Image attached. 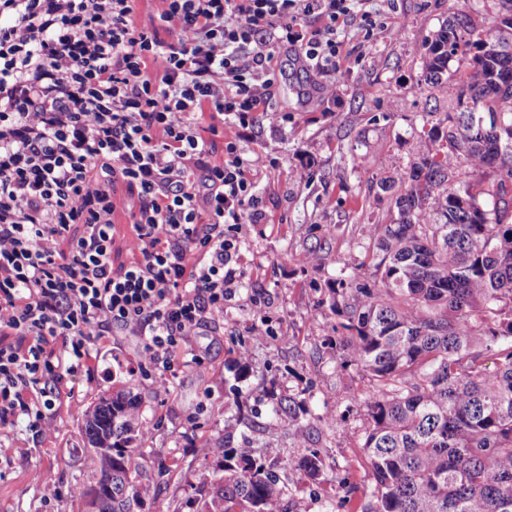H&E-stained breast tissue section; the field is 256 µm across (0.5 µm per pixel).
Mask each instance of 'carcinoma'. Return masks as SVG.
Returning a JSON list of instances; mask_svg holds the SVG:
<instances>
[{
	"label": "carcinoma",
	"instance_id": "obj_1",
	"mask_svg": "<svg viewBox=\"0 0 512 512\" xmlns=\"http://www.w3.org/2000/svg\"><path fill=\"white\" fill-rule=\"evenodd\" d=\"M477 24L454 16L421 45L420 83L455 104L431 124L400 181L383 180L394 217L368 238L380 278L331 288L347 318L346 363L373 395L362 450L371 488L362 512H512V0ZM473 52L472 72L449 63ZM270 421L309 453L295 467L319 480L317 424L294 396ZM88 512H152L156 477L133 476L145 428L126 387L82 414ZM220 475L197 488V512H289L285 485L251 442L216 444Z\"/></svg>",
	"mask_w": 512,
	"mask_h": 512
}]
</instances>
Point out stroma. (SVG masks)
<instances>
[{"mask_svg":"<svg viewBox=\"0 0 512 512\" xmlns=\"http://www.w3.org/2000/svg\"><path fill=\"white\" fill-rule=\"evenodd\" d=\"M366 8L390 24L367 42L354 30L339 33L364 50L336 71L312 72L295 53L279 54L272 103L283 119L246 128L241 141L265 161L255 191L269 221L243 228L239 286L224 304V319L192 339L202 366L184 369L165 395L159 379L125 372L139 358L132 338H107L92 353L91 380L80 382L74 399L60 400L50 436L0 427V512H86L71 493L92 480L82 456L81 410L126 386L141 397L149 428L141 452L166 466L157 494L173 512H194L197 487L218 471L202 446L245 439L268 462L287 466L292 512H360L369 490L361 442L372 388L344 364L346 318L331 289L355 273L372 277L367 229L390 219V200L378 184L410 169L430 113L454 109L420 85L419 47L449 16L501 17L499 0H368ZM317 242L325 245L321 260L300 265L298 254ZM262 322L269 334L259 340L253 330ZM243 347L250 358L241 372L233 360ZM270 385L304 400L315 415L335 418L319 430L316 447L327 465L320 481L290 468L303 451L285 428L270 425L271 405L261 393ZM47 481L58 490L48 502Z\"/></svg>","mask_w":512,"mask_h":512,"instance_id":"1","label":"stroma"}]
</instances>
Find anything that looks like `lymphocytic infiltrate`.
I'll use <instances>...</instances> for the list:
<instances>
[{
	"label": "lymphocytic infiltrate",
	"instance_id": "f902f5d3",
	"mask_svg": "<svg viewBox=\"0 0 512 512\" xmlns=\"http://www.w3.org/2000/svg\"><path fill=\"white\" fill-rule=\"evenodd\" d=\"M136 2L0 0V335L25 341L0 345L4 427L48 435L116 333L139 344L128 374L201 365L191 338L224 317L244 225L268 221L239 142L280 118V49L328 71L339 29L385 24L362 0H161L142 26Z\"/></svg>",
	"mask_w": 512,
	"mask_h": 512
}]
</instances>
